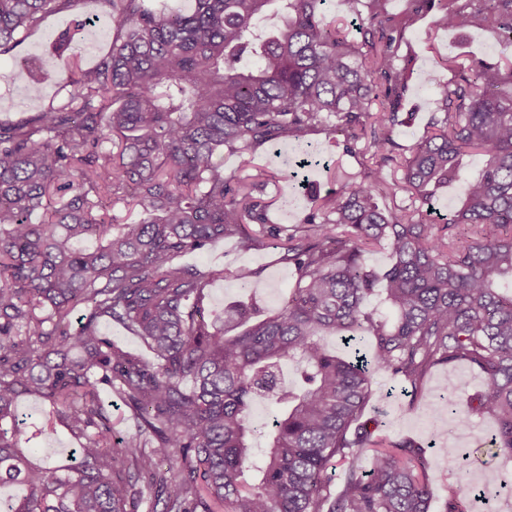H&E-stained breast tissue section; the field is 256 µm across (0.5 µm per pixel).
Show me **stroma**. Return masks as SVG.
Wrapping results in <instances>:
<instances>
[{
    "label": "stroma",
    "mask_w": 512,
    "mask_h": 512,
    "mask_svg": "<svg viewBox=\"0 0 512 512\" xmlns=\"http://www.w3.org/2000/svg\"><path fill=\"white\" fill-rule=\"evenodd\" d=\"M442 10V5H435L414 26L407 28L399 46L400 54L414 57L404 106L415 109L416 114L410 125L397 127L393 133L398 145L397 160L388 164L385 171L395 179L402 176L400 159L408 156L410 147L439 114L434 89L448 81L449 73L436 66V57H453L461 62L483 59L512 65V45L502 42L494 33L481 28L458 32L436 27L434 20ZM85 18L90 24L76 36L74 46L81 66H93L112 44V22L103 16L97 0H78L74 10L47 16L22 43L0 53V121L18 120L43 109L49 102L67 97L63 79L69 74L71 60L68 56L53 54L50 41L57 31ZM46 63L56 68L60 80L44 84L40 96L24 94L23 89L31 82L36 66ZM307 152L312 153L319 164L311 168L292 203L282 205L278 195L284 177L290 166ZM217 159L223 162L228 175L235 174L245 159L271 172L262 197L267 205V220L286 226L300 223L312 193L324 196L336 191L344 181L363 179L373 165L370 154L364 153L362 148L346 150L342 137L325 131L308 134L303 140L285 145L261 146L245 158L221 153ZM282 255V250L273 243L247 250L237 240L227 239L205 250L185 254L179 262L204 272L224 270L229 273L241 266L254 270L255 276L245 288L229 276L211 284L203 301L205 317L211 321L223 317L225 307L231 305L254 304L264 316L278 312L296 279L294 266L283 260ZM451 382L458 385L454 399L460 405L484 386L482 377L465 364L441 365L432 371L427 382L431 396L414 403L405 395L400 380L383 372L376 373L374 397L366 415L377 422V433L381 437L390 440L410 437L428 444L427 455L435 462L431 472L434 498L429 512H447L454 491L485 481L500 487L494 502L496 512H512V461L490 459L485 444L496 422L485 415L471 416L464 423L452 419L445 403L435 396L436 391ZM450 445L467 455L466 467L451 468L441 463L440 450Z\"/></svg>",
    "instance_id": "obj_1"
}]
</instances>
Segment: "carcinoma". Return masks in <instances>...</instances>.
Returning a JSON list of instances; mask_svg holds the SVG:
<instances>
[{"label":"carcinoma","mask_w":512,"mask_h":512,"mask_svg":"<svg viewBox=\"0 0 512 512\" xmlns=\"http://www.w3.org/2000/svg\"><path fill=\"white\" fill-rule=\"evenodd\" d=\"M78 0H0V49ZM112 49L68 75L76 92L16 122H0V482L26 493L0 512H128L145 500L163 512H428L431 461L420 443L384 444L364 418L373 373L388 371L428 394L433 368L468 364L485 387L448 414H489V445L512 456V66L453 58L437 87L445 116L388 181L393 130L413 58L403 31L435 0H411L401 20L385 0H349L362 41L332 22L325 0H195L191 10L154 0H99ZM268 17L279 25L265 31ZM436 24L488 28L512 44V0H448ZM60 79L42 67L28 87ZM382 100L369 123L372 101ZM345 132L376 159L363 180L316 197L302 222L269 224L254 193L271 175L224 174L217 153ZM107 140L117 147L105 152ZM480 154L481 176L462 202L431 217L436 191ZM404 191L419 206L382 208ZM145 217L116 224L126 199ZM255 224L258 229H250ZM235 238L245 249L277 239L297 278L280 311L224 310L235 336L205 320L201 300L226 275L246 288L253 272H199L176 259ZM386 246L377 275L365 259ZM382 283V288L375 285ZM383 295L389 312L369 306ZM82 309L80 326L70 317ZM104 321L149 349L144 361L112 342ZM323 336L364 341L374 368L329 352ZM299 365L293 386L282 366ZM107 387L134 429L112 439ZM49 404L78 447L34 463L16 410ZM275 407L264 454L251 445V408ZM342 468L331 487L327 471Z\"/></svg>","instance_id":"carcinoma-1"}]
</instances>
